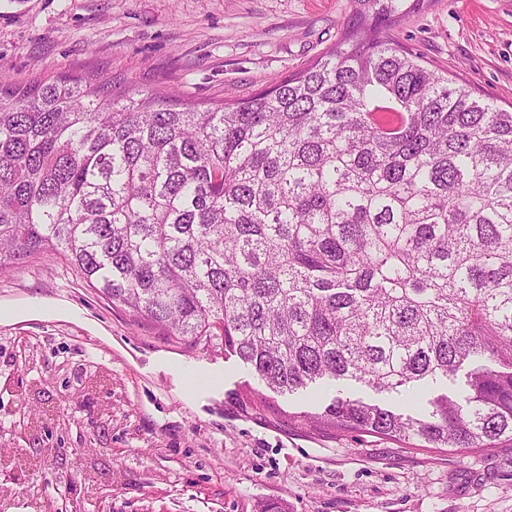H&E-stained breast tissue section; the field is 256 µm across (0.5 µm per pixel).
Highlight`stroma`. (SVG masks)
<instances>
[{
	"mask_svg": "<svg viewBox=\"0 0 512 512\" xmlns=\"http://www.w3.org/2000/svg\"><path fill=\"white\" fill-rule=\"evenodd\" d=\"M352 0H0V81L100 70L113 87L246 98L340 39ZM473 96L512 106V0H425L391 31ZM0 457L26 461L0 512H512V440L409 447L312 426L329 381L280 395L223 346L134 319L47 251L0 273Z\"/></svg>",
	"mask_w": 512,
	"mask_h": 512,
	"instance_id": "1",
	"label": "stroma"
}]
</instances>
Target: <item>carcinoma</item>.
<instances>
[{"label":"carcinoma","mask_w":512,"mask_h":512,"mask_svg":"<svg viewBox=\"0 0 512 512\" xmlns=\"http://www.w3.org/2000/svg\"><path fill=\"white\" fill-rule=\"evenodd\" d=\"M339 42L203 107L60 74L0 81V271L51 250L184 344L224 342L308 420L430 448L512 439V111L423 66L389 30L424 0H354ZM489 364L484 359L474 360L472 362L467 363L462 370H460L457 375L454 377H448L438 379L437 382L434 383L430 380L429 382L424 383V389L427 394V398H433L440 394H449L460 396L465 392V376L466 372L473 367L479 365Z\"/></svg>","instance_id":"1"}]
</instances>
